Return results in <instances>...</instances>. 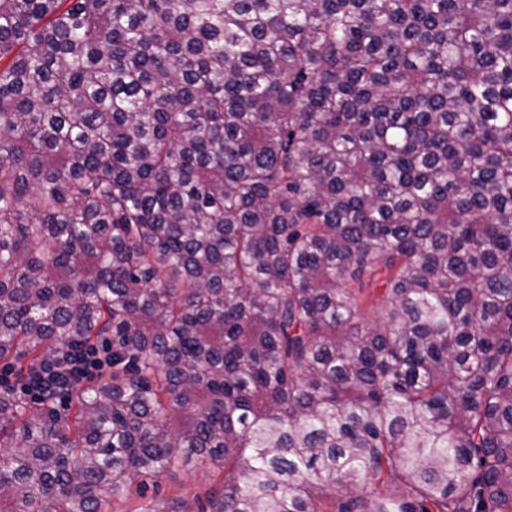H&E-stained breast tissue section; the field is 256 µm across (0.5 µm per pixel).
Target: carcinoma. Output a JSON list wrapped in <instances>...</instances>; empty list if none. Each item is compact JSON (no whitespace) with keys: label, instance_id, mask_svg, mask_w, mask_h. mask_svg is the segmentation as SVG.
Listing matches in <instances>:
<instances>
[{"label":"carcinoma","instance_id":"1","mask_svg":"<svg viewBox=\"0 0 512 512\" xmlns=\"http://www.w3.org/2000/svg\"><path fill=\"white\" fill-rule=\"evenodd\" d=\"M103 342L0 512H512V0H0V360ZM209 484L210 473L204 467L200 466L194 470L175 468L155 481H148L145 487L137 488L134 485L130 497L112 501L110 510L131 512L145 504L151 507V510H167L163 509L166 503L180 497L190 504L189 512H200L197 510L196 498L203 500Z\"/></svg>","mask_w":512,"mask_h":512}]
</instances>
